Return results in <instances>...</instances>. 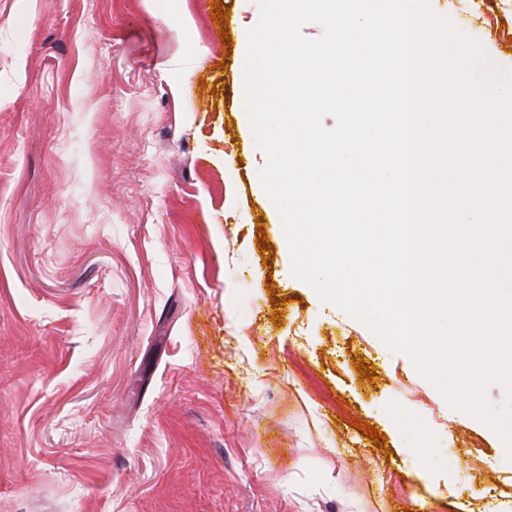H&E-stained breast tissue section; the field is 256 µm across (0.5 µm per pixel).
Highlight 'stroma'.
I'll return each mask as SVG.
<instances>
[{"instance_id":"obj_1","label":"stroma","mask_w":512,"mask_h":512,"mask_svg":"<svg viewBox=\"0 0 512 512\" xmlns=\"http://www.w3.org/2000/svg\"><path fill=\"white\" fill-rule=\"evenodd\" d=\"M428 4L512 71V0ZM259 17L0 0V512H512L499 435L293 276Z\"/></svg>"}]
</instances>
